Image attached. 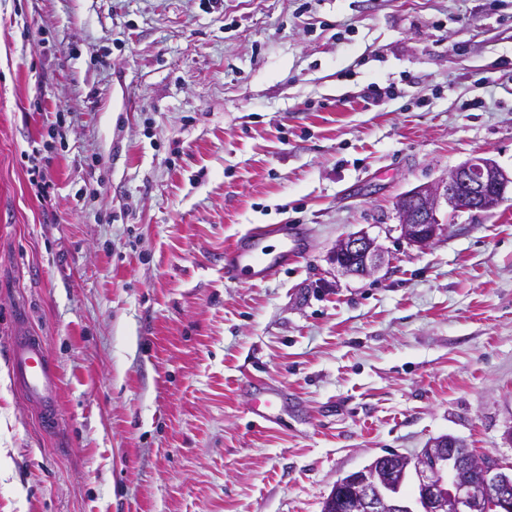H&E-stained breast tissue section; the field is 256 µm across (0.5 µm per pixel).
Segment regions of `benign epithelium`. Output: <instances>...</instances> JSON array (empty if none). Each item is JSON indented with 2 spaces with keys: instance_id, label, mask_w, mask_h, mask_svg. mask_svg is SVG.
<instances>
[{
  "instance_id": "obj_1",
  "label": "benign epithelium",
  "mask_w": 512,
  "mask_h": 512,
  "mask_svg": "<svg viewBox=\"0 0 512 512\" xmlns=\"http://www.w3.org/2000/svg\"><path fill=\"white\" fill-rule=\"evenodd\" d=\"M512 179L491 158L468 160L436 185H422L396 202L402 236L424 247L441 230V202L453 208H497ZM344 276L367 277L385 261L377 238L362 230L339 239L329 256ZM345 512H512V464L473 454L457 437L442 435L413 457L387 454L338 480L329 498Z\"/></svg>"
}]
</instances>
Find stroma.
<instances>
[{"label":"stroma","mask_w":512,"mask_h":512,"mask_svg":"<svg viewBox=\"0 0 512 512\" xmlns=\"http://www.w3.org/2000/svg\"><path fill=\"white\" fill-rule=\"evenodd\" d=\"M473 157L512 175V0H0V370L24 328L61 377L53 430L0 380V512H321L446 434L512 464V191L423 248L395 207ZM279 223L303 256L225 279ZM359 230L387 262L341 276ZM270 239L277 246L268 244ZM304 246V239L294 224H263L237 236L224 250V277L236 279L240 274L262 281L288 265Z\"/></svg>","instance_id":"obj_1"}]
</instances>
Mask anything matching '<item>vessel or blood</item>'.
<instances>
[{"mask_svg":"<svg viewBox=\"0 0 512 512\" xmlns=\"http://www.w3.org/2000/svg\"><path fill=\"white\" fill-rule=\"evenodd\" d=\"M304 246L298 226L263 224L237 236L224 250V276L233 280L248 275L261 281L288 265ZM11 363L16 386L31 398L44 428L58 423V375L42 337L21 333L11 343Z\"/></svg>","mask_w":512,"mask_h":512,"instance_id":"obj_1","label":"vessel or blood"}]
</instances>
